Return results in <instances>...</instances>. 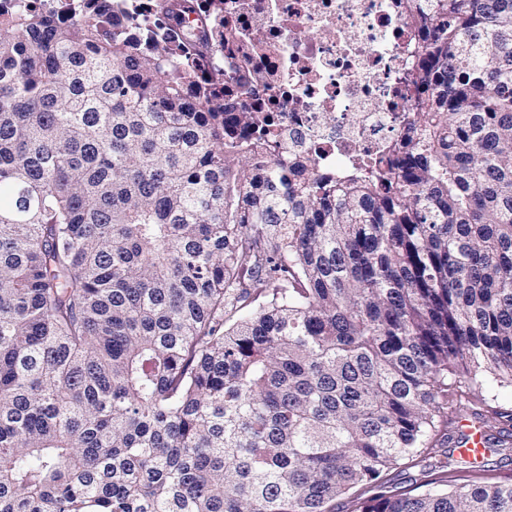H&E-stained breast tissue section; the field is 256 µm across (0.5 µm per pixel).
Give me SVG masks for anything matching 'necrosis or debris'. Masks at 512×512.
<instances>
[{"label": "necrosis or debris", "mask_w": 512, "mask_h": 512, "mask_svg": "<svg viewBox=\"0 0 512 512\" xmlns=\"http://www.w3.org/2000/svg\"><path fill=\"white\" fill-rule=\"evenodd\" d=\"M112 21L185 52L235 108L271 113L322 171L404 129L415 49L404 0H195L177 23L163 0H112Z\"/></svg>", "instance_id": "4bbe7bcc"}]
</instances>
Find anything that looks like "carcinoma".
<instances>
[{"label": "carcinoma", "mask_w": 512, "mask_h": 512, "mask_svg": "<svg viewBox=\"0 0 512 512\" xmlns=\"http://www.w3.org/2000/svg\"><path fill=\"white\" fill-rule=\"evenodd\" d=\"M406 23L412 130L330 176L97 0L0 15V512H512L349 497L512 385V0Z\"/></svg>", "instance_id": "obj_1"}]
</instances>
